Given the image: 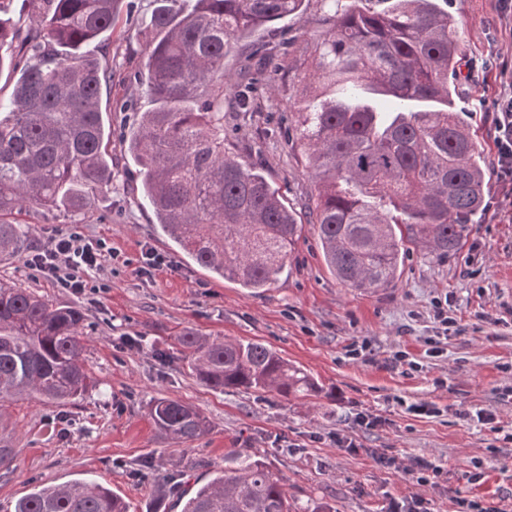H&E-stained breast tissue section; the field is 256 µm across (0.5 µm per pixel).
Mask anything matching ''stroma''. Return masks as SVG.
Listing matches in <instances>:
<instances>
[{"label":"stroma","mask_w":512,"mask_h":512,"mask_svg":"<svg viewBox=\"0 0 512 512\" xmlns=\"http://www.w3.org/2000/svg\"><path fill=\"white\" fill-rule=\"evenodd\" d=\"M461 28L471 75L456 99L485 162V196L461 247L448 257L410 246L394 287L365 292L343 285L326 267L317 236L305 227L278 281L259 293L212 278L161 232L132 183V162L112 142L111 190L94 195L90 213L24 209L28 230L17 257L0 258V284L35 290L50 304L80 309L85 318V367L95 386L83 399L44 404L26 397L0 405V433L16 456L0 468V512L35 488L86 479L109 488L132 512H181L189 481H207L231 449L247 448L282 477L289 499L312 500L336 512H385L389 499L422 497L430 512H458L456 497L496 503L512 499V183L495 168L494 118L512 74V16L498 0H434ZM154 0H121L100 56L112 85L102 93L113 129L148 109L135 80L151 34ZM327 28L319 0L267 24L224 60L232 78L251 83L252 113L224 105V147L257 162L288 205H297L311 178L284 132L296 123L297 60ZM80 225L107 240L114 258L94 275L107 291L76 294L56 287L25 264L58 231ZM155 248L174 267L140 274L141 252ZM448 303V323L434 317ZM186 329L218 339L259 341L305 369L320 392L307 396L212 389L196 378L176 342ZM134 338L138 347L124 346ZM442 353L429 355L432 341ZM411 366H389L396 352ZM198 409L209 433L183 445L160 434L148 417L153 399ZM427 402L436 416L417 415ZM494 414L477 421L476 410ZM382 426H357L358 414ZM360 444L351 454L337 435ZM396 459L378 465L373 455ZM423 457L447 474L417 485L402 462ZM486 474L467 482L473 461Z\"/></svg>","instance_id":"35a3bbf8"}]
</instances>
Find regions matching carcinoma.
I'll return each instance as SVG.
<instances>
[{
	"label": "carcinoma",
	"instance_id": "cac0c4a2",
	"mask_svg": "<svg viewBox=\"0 0 512 512\" xmlns=\"http://www.w3.org/2000/svg\"><path fill=\"white\" fill-rule=\"evenodd\" d=\"M25 34L0 17V69L19 46L22 64L0 98V254L26 239L9 217L24 207L87 213L112 188V130L101 90L112 84L85 48L112 29L119 0H28ZM143 69L150 108L120 140L163 232L215 279L274 284L303 224L313 226L327 268L350 288L393 286L404 246L445 258L483 203L477 143L452 97L462 90L460 32L432 0L387 10L328 7L327 30L307 48L309 84L296 99L294 145L314 184L301 211L285 205L256 163L224 149V57L304 0H156ZM85 316L34 291L0 285V404L38 396L67 403L94 387L84 365ZM193 373L223 392L316 393L313 377L258 341L176 337ZM148 415L185 443L209 431L179 400L157 398ZM111 490L84 480L45 486L13 512H130ZM181 512H333L299 506L277 473L244 450L187 494Z\"/></svg>",
	"mask_w": 512,
	"mask_h": 512
}]
</instances>
